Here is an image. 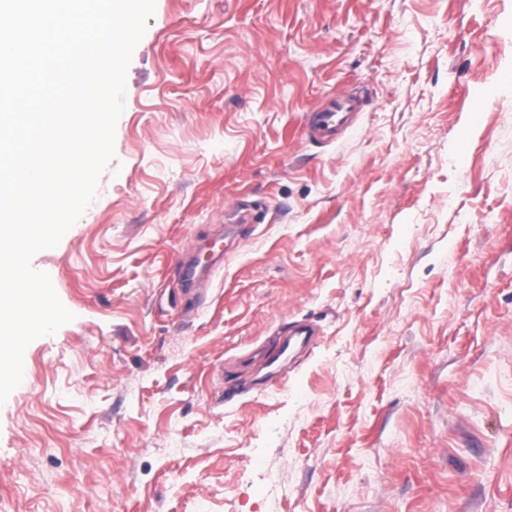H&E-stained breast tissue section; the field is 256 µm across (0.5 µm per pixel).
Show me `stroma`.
I'll return each instance as SVG.
<instances>
[{"mask_svg":"<svg viewBox=\"0 0 512 512\" xmlns=\"http://www.w3.org/2000/svg\"><path fill=\"white\" fill-rule=\"evenodd\" d=\"M114 147L31 260L74 319L0 405V512H512V0H156ZM236 201L264 220L185 312ZM369 104L363 86H352L323 99L304 115V135L308 142L330 147L355 125ZM285 328H287L286 338L282 344L281 351L277 352V357L273 358L270 364L277 361L290 347H296L297 345L307 347L313 341V336H318L317 330L310 323H288Z\"/></svg>","mask_w":512,"mask_h":512,"instance_id":"1","label":"stroma"}]
</instances>
